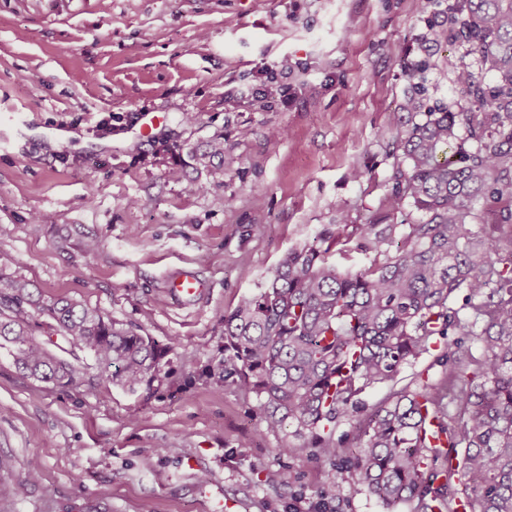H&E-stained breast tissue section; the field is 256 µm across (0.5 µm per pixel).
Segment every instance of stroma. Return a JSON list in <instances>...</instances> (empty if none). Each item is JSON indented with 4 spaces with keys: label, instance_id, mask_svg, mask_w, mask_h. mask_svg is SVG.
<instances>
[{
    "label": "stroma",
    "instance_id": "obj_1",
    "mask_svg": "<svg viewBox=\"0 0 512 512\" xmlns=\"http://www.w3.org/2000/svg\"><path fill=\"white\" fill-rule=\"evenodd\" d=\"M448 26L446 0H0V264L177 345L135 393L42 382L0 348V512H386L225 383L223 318L288 249L378 223L413 82L464 101L446 59L477 54ZM185 269L201 296L169 295Z\"/></svg>",
    "mask_w": 512,
    "mask_h": 512
}]
</instances>
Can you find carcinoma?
Here are the masks:
<instances>
[{
  "instance_id": "1",
  "label": "carcinoma",
  "mask_w": 512,
  "mask_h": 512,
  "mask_svg": "<svg viewBox=\"0 0 512 512\" xmlns=\"http://www.w3.org/2000/svg\"><path fill=\"white\" fill-rule=\"evenodd\" d=\"M448 14L455 38L480 53L478 68L455 70L469 107L439 103L394 127L402 160L384 219L405 202L421 218L362 224L359 236L338 224L320 236L344 253H374L363 270L338 271L328 247L288 250L260 291L224 316V380L260 401L267 431L295 422L301 441L288 453L319 449L338 488L358 471L388 508L512 512V0H454ZM483 68L497 85L484 83ZM454 142L456 157L439 159ZM36 315L69 344L71 359L35 338ZM437 336L456 337L439 347L443 376L398 386L400 368ZM2 341L45 382L92 383L87 353L129 392L151 389L175 350L84 304L42 303L0 269ZM378 386L389 392L367 405ZM342 420L352 434L338 437Z\"/></svg>"
}]
</instances>
